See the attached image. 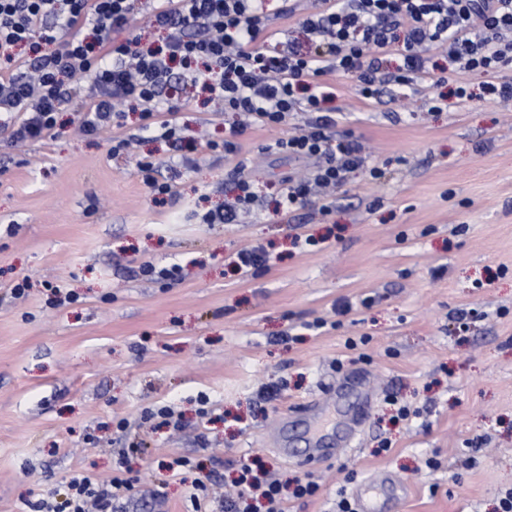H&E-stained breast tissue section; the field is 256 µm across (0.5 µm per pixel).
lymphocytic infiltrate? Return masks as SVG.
Segmentation results:
<instances>
[{"label":"lymphocytic infiltrate","mask_w":512,"mask_h":512,"mask_svg":"<svg viewBox=\"0 0 512 512\" xmlns=\"http://www.w3.org/2000/svg\"><path fill=\"white\" fill-rule=\"evenodd\" d=\"M269 0H162L148 10L149 25L165 34L162 45L143 44L131 35L132 0H0V112L14 142L48 141L57 134L63 104L78 107L81 133L111 131L112 148L127 150L120 132L124 107L140 110L148 127L178 141V108L162 95L173 68L201 83L225 111L235 116L223 142L191 141L192 150L223 151L237 171L240 136L252 126L274 127L296 112L307 119L299 132L277 140L273 149L315 166L303 178L286 177L278 207L293 210L318 198L321 211L342 187L347 172L368 168L361 146L336 134V94L324 76L359 72L361 94L371 98L385 84L408 88L442 78L431 69L435 55L467 72L495 75L512 68V0H317L299 25L307 41L325 51H305L293 40L278 41L274 52L256 47L269 28ZM51 23L41 42L32 37ZM89 28L90 37L77 36ZM404 31L405 52L396 71L383 62ZM30 46L34 56L21 58ZM138 483L124 463L108 479L79 471L65 479L61 497L34 504V512H116ZM312 477L282 481L238 469L224 497L196 486L186 512H287L290 501L314 496Z\"/></svg>","instance_id":"obj_1"}]
</instances>
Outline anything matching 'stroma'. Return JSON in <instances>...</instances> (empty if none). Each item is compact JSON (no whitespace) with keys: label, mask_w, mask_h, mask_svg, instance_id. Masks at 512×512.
Segmentation results:
<instances>
[{"label":"stroma","mask_w":512,"mask_h":512,"mask_svg":"<svg viewBox=\"0 0 512 512\" xmlns=\"http://www.w3.org/2000/svg\"><path fill=\"white\" fill-rule=\"evenodd\" d=\"M436 61L447 82L389 84L368 100L357 74L328 76L338 132L365 144L382 176L349 172L318 223L312 206H276L282 179L307 165L267 147L298 130L300 113L241 137L259 200L237 224L200 221L234 197L233 165L205 152L183 162L138 113L122 132L159 161L175 191L162 201L107 136H72L75 105L58 113L54 140L23 152L0 130V512L50 497L74 470L110 476L144 412L165 405L185 426L146 437L122 512H184L194 484L230 483L255 458L304 476L308 430L362 407L352 446L310 472L319 492L288 512H334L339 490L370 479L385 480L391 512H498L512 490V101L488 95L485 75ZM440 94L445 106L430 109ZM170 99L184 137L204 126L223 140L230 116L200 86L173 81ZM256 244L267 263L238 272L237 251ZM144 261L181 275H141ZM25 276L26 298H12ZM47 280L76 302L50 306ZM320 317L327 327L307 329ZM359 336L366 344L348 348ZM280 378L277 400L258 402L259 385ZM388 393L416 416L393 421ZM328 395L336 408L317 423L288 419ZM177 456L195 468L171 476Z\"/></svg>","instance_id":"stroma-1"}]
</instances>
